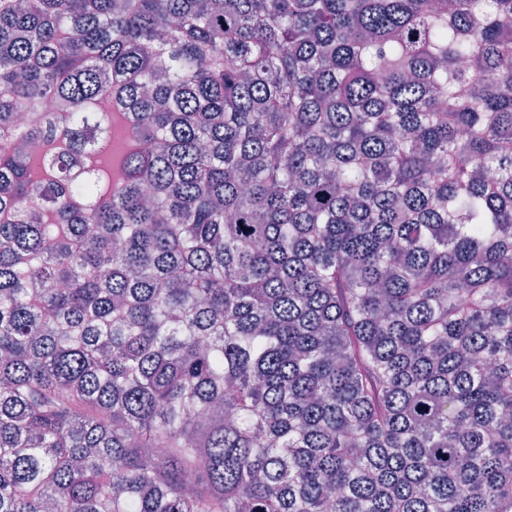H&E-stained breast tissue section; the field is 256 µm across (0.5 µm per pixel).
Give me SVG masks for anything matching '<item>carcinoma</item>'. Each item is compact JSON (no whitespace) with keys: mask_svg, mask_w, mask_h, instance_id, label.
<instances>
[{"mask_svg":"<svg viewBox=\"0 0 512 512\" xmlns=\"http://www.w3.org/2000/svg\"><path fill=\"white\" fill-rule=\"evenodd\" d=\"M2 132L0 512H512V0H0Z\"/></svg>","mask_w":512,"mask_h":512,"instance_id":"obj_1","label":"carcinoma"}]
</instances>
